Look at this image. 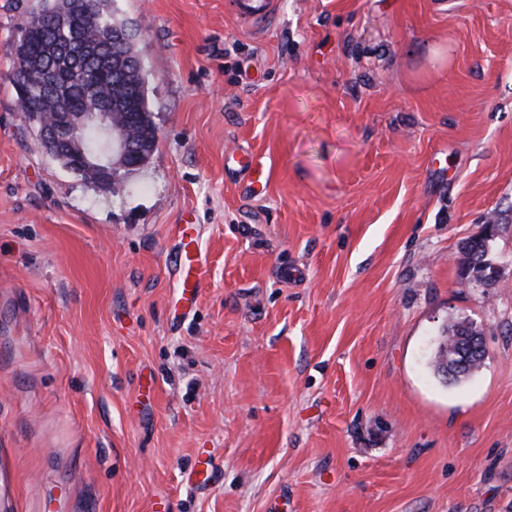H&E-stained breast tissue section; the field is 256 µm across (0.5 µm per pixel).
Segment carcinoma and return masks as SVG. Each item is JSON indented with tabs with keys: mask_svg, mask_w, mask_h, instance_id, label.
<instances>
[{
	"mask_svg": "<svg viewBox=\"0 0 512 512\" xmlns=\"http://www.w3.org/2000/svg\"><path fill=\"white\" fill-rule=\"evenodd\" d=\"M24 14L20 37L28 52L14 61L12 82L23 112L43 115L57 108L31 67V59L42 56L45 47L53 44L67 60L63 76L68 96L62 111L91 113L87 127L77 133L87 155L80 177L93 182L110 143L128 136L136 141L138 150L125 158L124 168L132 172L147 165L157 150L158 138L146 82L140 76L143 67L136 48L137 33L116 18L113 0H87L83 11L67 10L60 0H25ZM108 109L118 113V120L105 130L101 112ZM488 250L487 241L472 239L464 248L462 265L481 262ZM483 343L482 333L466 317L443 327L431 362L434 374L447 385L465 381L483 362Z\"/></svg>",
	"mask_w": 512,
	"mask_h": 512,
	"instance_id": "obj_1",
	"label": "carcinoma"
}]
</instances>
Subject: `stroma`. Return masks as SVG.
<instances>
[{"instance_id":"35a3bbf8","label":"stroma","mask_w":512,"mask_h":512,"mask_svg":"<svg viewBox=\"0 0 512 512\" xmlns=\"http://www.w3.org/2000/svg\"><path fill=\"white\" fill-rule=\"evenodd\" d=\"M0 0V512H512V0H115L159 147L119 195L18 112ZM267 157V191L227 153ZM205 271L179 299L174 229ZM494 225L488 287L461 251ZM465 317L486 356L429 362ZM230 5L238 18L246 22H264L275 13L274 0H231ZM437 350L431 365L438 377L446 385L458 384L468 379L482 364L486 348L480 350L484 343L482 333L468 318H460L440 332ZM466 346L472 347L465 365H460L459 351Z\"/></svg>"}]
</instances>
